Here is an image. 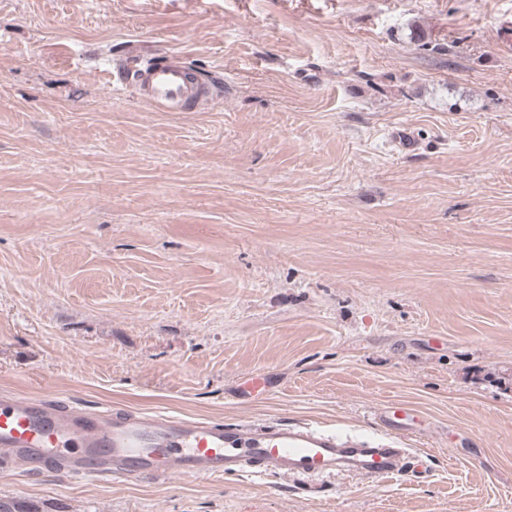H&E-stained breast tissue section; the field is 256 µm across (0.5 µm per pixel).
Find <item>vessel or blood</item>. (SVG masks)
I'll use <instances>...</instances> for the list:
<instances>
[{
  "label": "vessel or blood",
  "mask_w": 512,
  "mask_h": 512,
  "mask_svg": "<svg viewBox=\"0 0 512 512\" xmlns=\"http://www.w3.org/2000/svg\"><path fill=\"white\" fill-rule=\"evenodd\" d=\"M113 90L136 87L147 102L180 112L217 101L180 54L159 60L133 52L107 70ZM376 437H340L307 424L274 421L226 426L206 419L158 413L113 417L108 411L66 407L49 398L0 395V460L19 457L76 476H221L262 466L293 477L347 473L387 478L398 474L403 439L413 416L387 405L377 413Z\"/></svg>",
  "instance_id": "1"
}]
</instances>
